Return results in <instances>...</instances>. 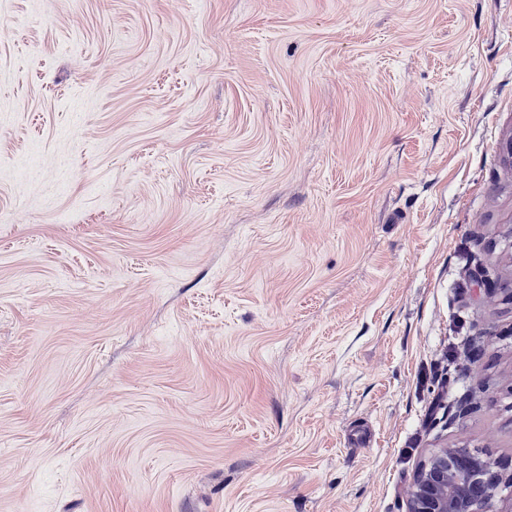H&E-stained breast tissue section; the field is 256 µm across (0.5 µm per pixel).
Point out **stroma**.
Returning a JSON list of instances; mask_svg holds the SVG:
<instances>
[{"label": "stroma", "instance_id": "35a3bbf8", "mask_svg": "<svg viewBox=\"0 0 512 512\" xmlns=\"http://www.w3.org/2000/svg\"><path fill=\"white\" fill-rule=\"evenodd\" d=\"M511 146L512 0H0V512H512ZM487 462L464 448L431 455L414 481L409 512H480L494 496Z\"/></svg>", "mask_w": 512, "mask_h": 512}]
</instances>
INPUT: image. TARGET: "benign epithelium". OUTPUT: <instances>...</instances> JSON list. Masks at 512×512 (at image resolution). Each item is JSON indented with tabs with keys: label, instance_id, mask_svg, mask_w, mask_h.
<instances>
[{
	"label": "benign epithelium",
	"instance_id": "benign-epithelium-1",
	"mask_svg": "<svg viewBox=\"0 0 512 512\" xmlns=\"http://www.w3.org/2000/svg\"><path fill=\"white\" fill-rule=\"evenodd\" d=\"M496 478L487 462L464 448L431 455L414 481L409 512H482Z\"/></svg>",
	"mask_w": 512,
	"mask_h": 512
}]
</instances>
